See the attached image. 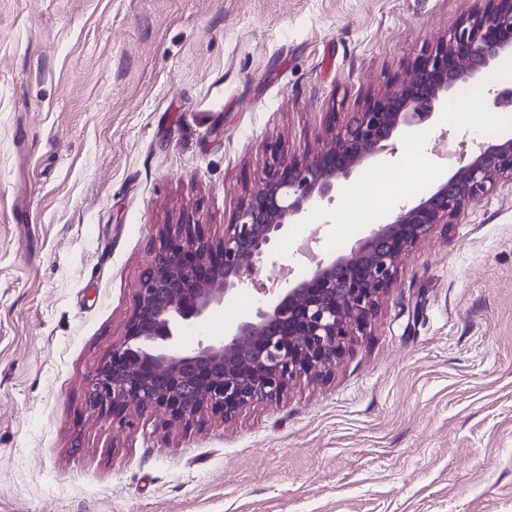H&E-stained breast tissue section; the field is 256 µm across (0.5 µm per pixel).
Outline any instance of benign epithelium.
<instances>
[{"label": "benign epithelium", "mask_w": 512, "mask_h": 512, "mask_svg": "<svg viewBox=\"0 0 512 512\" xmlns=\"http://www.w3.org/2000/svg\"><path fill=\"white\" fill-rule=\"evenodd\" d=\"M506 54L512 0H479L448 42L417 59L407 80L371 100L312 161L269 146L262 187L224 225L222 239L190 222L162 232L123 338L87 383L89 407L121 426L134 409L187 424L209 409L228 421L279 398L294 380L329 373L349 342L366 334L396 283L399 258L437 225L452 223L467 200L503 177L512 180V136L481 145L430 195L399 207L349 253L262 289L265 302L224 337L186 350L179 336L253 283L288 225L305 223L313 205L332 200L336 185L382 153L399 128L430 120L457 83L487 73Z\"/></svg>", "instance_id": "obj_1"}]
</instances>
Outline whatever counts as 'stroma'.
<instances>
[{
  "mask_svg": "<svg viewBox=\"0 0 512 512\" xmlns=\"http://www.w3.org/2000/svg\"><path fill=\"white\" fill-rule=\"evenodd\" d=\"M475 7L0 0V512H512L507 180L401 259L329 376L188 426L135 411L122 431L84 398L160 233L189 220L221 239L267 144L311 159ZM476 137L439 116L397 132L182 346L223 337L280 267L304 275L299 233L349 252L372 229L360 210L409 173L417 204Z\"/></svg>",
  "mask_w": 512,
  "mask_h": 512,
  "instance_id": "1",
  "label": "stroma"
}]
</instances>
